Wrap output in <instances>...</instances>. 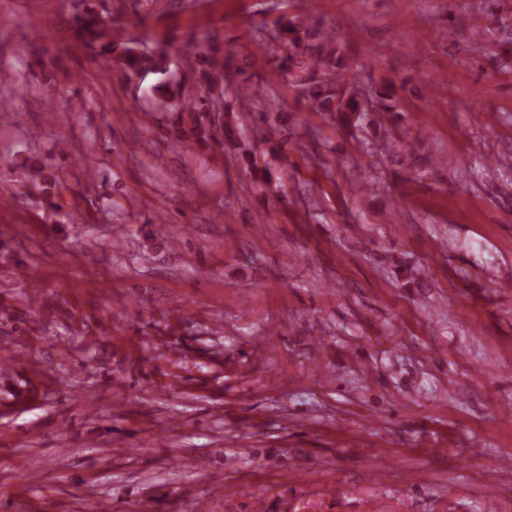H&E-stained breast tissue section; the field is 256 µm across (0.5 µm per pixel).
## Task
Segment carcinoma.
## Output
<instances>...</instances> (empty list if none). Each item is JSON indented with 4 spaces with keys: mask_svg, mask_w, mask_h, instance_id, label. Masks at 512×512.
<instances>
[{
    "mask_svg": "<svg viewBox=\"0 0 512 512\" xmlns=\"http://www.w3.org/2000/svg\"><path fill=\"white\" fill-rule=\"evenodd\" d=\"M76 24L78 32L83 35L93 39H109L103 48L112 51V25L105 23L98 14L85 12L76 17ZM281 38L286 45V54L278 62V73H301L297 81L301 83L304 96L312 106L322 112H334L342 120L350 119L352 113L363 111L364 97L355 80L348 78L347 72L342 70L332 34L323 33L317 25L306 21H290L283 26ZM216 52L217 48L210 44L207 50L200 51L194 59L188 60L191 67L205 65L200 71V78L207 83L215 84L223 77L224 64L217 59ZM115 66L128 78L150 72L167 74L164 53L146 54L129 45L124 46L115 57ZM169 88L171 82L164 80L154 90L167 92L171 112L176 115L169 128L172 145L183 148L196 143H222L203 120V114L210 109L206 99L179 86L173 93L168 92Z\"/></svg>",
    "mask_w": 512,
    "mask_h": 512,
    "instance_id": "cac0c4a2",
    "label": "carcinoma"
}]
</instances>
